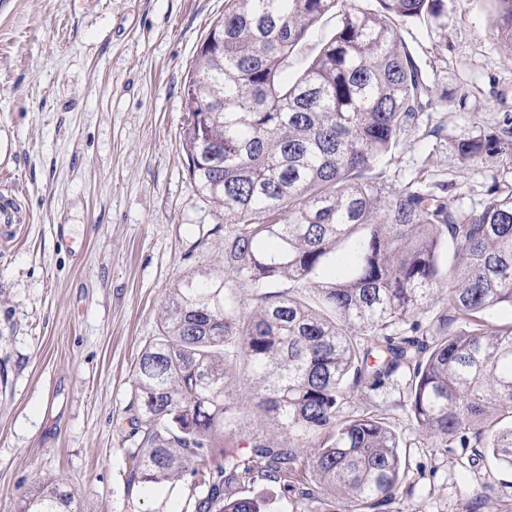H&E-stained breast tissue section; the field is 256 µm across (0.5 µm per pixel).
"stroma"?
Wrapping results in <instances>:
<instances>
[{
  "mask_svg": "<svg viewBox=\"0 0 512 512\" xmlns=\"http://www.w3.org/2000/svg\"><path fill=\"white\" fill-rule=\"evenodd\" d=\"M494 0H448L442 29L405 39L434 70L439 136L409 128L384 180H456L478 206L489 157L459 167L452 137L512 113V48L491 28ZM224 0H0V189L30 221L0 246V512L64 476L78 512H183L192 477L146 494L127 483L133 374L170 291L224 264V211L180 149L184 89ZM66 236H59L58 225ZM389 512H491L512 504V470L417 437Z\"/></svg>",
  "mask_w": 512,
  "mask_h": 512,
  "instance_id": "1",
  "label": "stroma"
}]
</instances>
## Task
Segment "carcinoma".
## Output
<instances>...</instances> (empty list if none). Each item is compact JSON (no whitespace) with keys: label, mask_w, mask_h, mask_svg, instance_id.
<instances>
[{"label":"carcinoma","mask_w":512,"mask_h":512,"mask_svg":"<svg viewBox=\"0 0 512 512\" xmlns=\"http://www.w3.org/2000/svg\"><path fill=\"white\" fill-rule=\"evenodd\" d=\"M339 0H225L199 47L181 146L190 176L224 208V269L187 278L163 305L159 336L135 369L129 483L150 492L197 478L192 512H275L338 497L382 512L406 462L390 424L399 394L419 435L474 448L512 469V189L498 175L479 209L454 182L396 188L368 172L430 118L437 91L403 26L441 21L447 0H372L339 13L335 33L288 79L289 60ZM512 48V0H496ZM462 167L512 162V114L450 141ZM449 314L423 324L434 290ZM369 407L348 411L355 391ZM250 413L276 430L239 435ZM245 443L246 453H228ZM312 449L301 455L296 447ZM265 480L280 501L231 494ZM66 483L18 512H74Z\"/></svg>","instance_id":"carcinoma-1"}]
</instances>
